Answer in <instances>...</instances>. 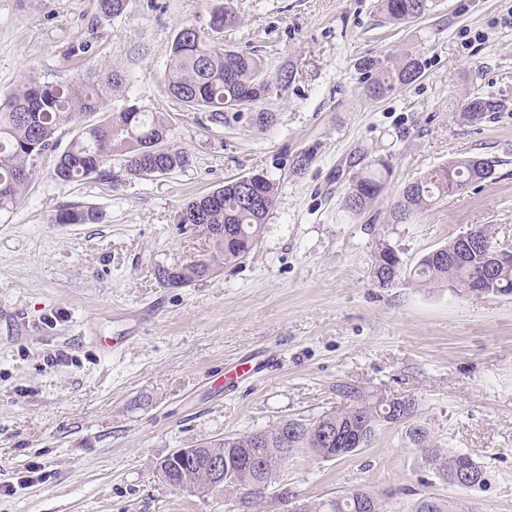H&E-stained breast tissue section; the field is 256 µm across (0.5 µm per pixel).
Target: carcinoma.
I'll return each instance as SVG.
<instances>
[{"label":"carcinoma","mask_w":512,"mask_h":512,"mask_svg":"<svg viewBox=\"0 0 512 512\" xmlns=\"http://www.w3.org/2000/svg\"><path fill=\"white\" fill-rule=\"evenodd\" d=\"M129 0H99L101 11L109 17L124 13ZM385 16L394 23H406L429 13L433 0H380ZM240 23L229 3L215 8L210 28L221 32ZM423 52L410 50L400 58L378 63L361 62L367 71L366 93L381 99L420 77ZM129 74L117 67H92L86 77L74 83H41L31 79L22 86L0 93V211L14 206L32 178L37 174V160L53 148L56 133L64 126L74 135L60 154L52 176L61 182H76L93 175L108 176L103 165L114 156L122 157L130 177L150 176L153 167L182 169L189 165L188 154L172 145V125L161 112H149L133 103L114 105L123 93ZM169 92L184 106L207 114L210 123H224V109L238 107L237 116L248 119L257 132L267 130L273 114L261 104L271 97L270 79L262 62L252 51L224 48V45L193 26L183 27L171 45L170 62L164 72ZM498 108L496 101L472 95L461 104L463 120L482 122L485 115ZM495 161L481 156L450 160L399 192L391 207V219L403 224L438 201L466 192L473 185L494 174ZM391 165L383 158L370 160L365 169L354 173L346 208L359 213L365 210L386 188ZM253 199L243 194L242 178L202 196L191 199L178 211L179 224H205L209 228L207 253L186 264L157 268L158 281L164 286L183 287L209 277L223 266L237 265L253 250L269 212L277 202V187L265 173L251 174ZM96 212L90 208L69 207L59 211L58 224H92ZM473 231L481 247L459 254L458 239L443 246L444 259L424 255L414 269L405 272L399 255L387 245L375 254L373 277L379 287L388 288L393 280L408 277L422 286L443 284L455 294L477 298L512 296V246L495 240L488 224H477ZM491 252H507L510 257L492 265ZM345 399L342 406L315 420L299 418L292 423L277 421L263 429L262 438L255 432L224 437L203 445L205 453H229L253 460V466L238 469L230 486L243 491L242 507L259 512L265 500L258 475H276L286 465L284 457H294L308 450L327 459L329 449L343 448L348 440L369 446L380 426L393 422L403 426L405 438L418 449L423 467L443 484L453 485L454 473L462 464L460 453L438 444L427 426L419 419V403L404 395L406 417L393 421L386 399L364 396L345 387L338 389ZM365 503L369 512H392L386 497L363 486L336 492L332 497L303 503V512H360ZM407 512H470L460 501L423 494L408 506Z\"/></svg>","instance_id":"1"}]
</instances>
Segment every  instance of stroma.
I'll return each instance as SVG.
<instances>
[{"label": "stroma", "instance_id": "35a3bbf8", "mask_svg": "<svg viewBox=\"0 0 512 512\" xmlns=\"http://www.w3.org/2000/svg\"><path fill=\"white\" fill-rule=\"evenodd\" d=\"M214 0H129L116 18L98 0H0V91L29 79L67 83L93 65L128 71L125 97L169 116L190 157L167 175L61 182L62 128L13 208L0 212V512H226L234 490L204 496L163 482L154 466L180 448L251 432L340 404L337 385L410 394L442 447L486 472L476 489L425 471L402 427L379 428L354 455L302 452L281 487L316 500L352 486L512 512V298H475L407 281L379 287L374 255L389 246L407 267L492 225L512 243V0H435L423 18L387 22L379 0H233L240 17L219 40L257 51L270 77L296 75L266 102L259 133L185 109L163 72L176 33L208 32ZM88 43L87 53L71 49ZM409 49L422 75L381 100L360 63ZM474 94L502 105L480 124L460 119ZM314 150L302 173L295 156ZM386 157L392 176L363 212L345 207L362 157ZM489 157L492 178L404 224L390 207L409 182L455 158ZM264 172L277 203L241 264L180 288L157 267L180 265L208 242L177 211L225 181ZM93 208L92 224H59L63 207ZM129 337L118 350L103 340ZM67 361L48 365L58 351ZM260 372L240 375L242 363ZM37 473H30V466Z\"/></svg>", "mask_w": 512, "mask_h": 512}]
</instances>
